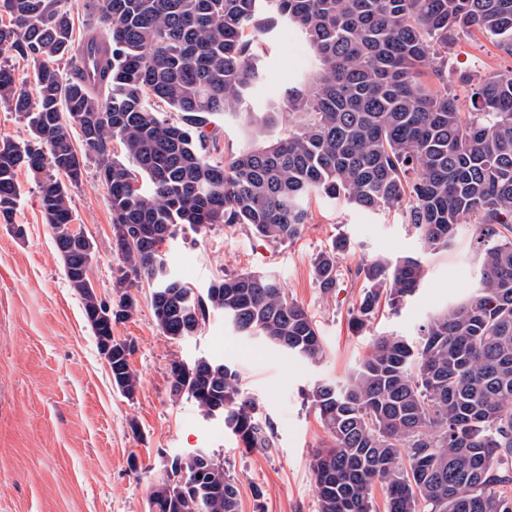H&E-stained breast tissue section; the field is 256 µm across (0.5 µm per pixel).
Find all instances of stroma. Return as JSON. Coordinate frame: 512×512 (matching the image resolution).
<instances>
[{
    "mask_svg": "<svg viewBox=\"0 0 512 512\" xmlns=\"http://www.w3.org/2000/svg\"><path fill=\"white\" fill-rule=\"evenodd\" d=\"M313 65L311 48L293 26L266 42L265 80L253 109L279 99ZM512 71V54L477 30L458 33L448 48V77ZM85 161L70 186L74 222L93 242L88 269L99 300L118 303L124 266L113 245L108 190L94 152L73 140ZM21 198L11 219L0 218V512H149L167 460L205 448L238 487V512H318L310 461L330 438L306 393L315 380H345L370 352L374 337L416 335L442 307L470 296L478 282L474 225L452 245L426 248L398 212L373 213L312 198L301 234L285 242L257 236L246 224H212L178 231L167 250L170 271L205 288L240 271L275 275L315 323L324 355L310 363L240 335L213 312L195 337L174 339L158 326L152 288H132L133 312L113 322L116 340L131 343L130 366L139 377L133 397L112 385L79 295L70 288L40 199L37 177L17 176ZM349 247L338 258L335 288H319L317 255L336 238ZM405 254L421 256L424 278L399 309L383 305L362 331L351 317L365 286L362 262ZM208 356L240 373L245 390L262 405L274 430L271 448L246 449L222 422L207 420L189 401L173 402V362Z\"/></svg>",
    "mask_w": 512,
    "mask_h": 512,
    "instance_id": "35a3bbf8",
    "label": "stroma"
}]
</instances>
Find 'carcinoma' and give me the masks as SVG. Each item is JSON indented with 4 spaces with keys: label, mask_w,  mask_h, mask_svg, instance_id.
I'll list each match as a JSON object with an SVG mask.
<instances>
[{
    "label": "carcinoma",
    "mask_w": 512,
    "mask_h": 512,
    "mask_svg": "<svg viewBox=\"0 0 512 512\" xmlns=\"http://www.w3.org/2000/svg\"><path fill=\"white\" fill-rule=\"evenodd\" d=\"M63 0H0L11 17L0 51L33 64L38 103L0 66V100L28 115L32 140L0 142V214L14 212L17 174L39 176L44 213L67 280L96 338L98 302L80 276L87 255L72 246L68 187L79 163L62 116L72 117L104 171L115 247L126 265L118 288L152 285L158 326L177 339L212 311L244 335L317 362V328L273 275L244 271L198 292L166 273V240L182 226L248 224L274 242L297 237L311 196L361 210L400 211L432 250L462 225H477L480 284L435 314L415 336L385 335L342 384L315 382L310 407L331 444L311 460L318 512H512V72L467 74L470 112L436 63L456 35L475 27L512 54V0H95L96 32L76 52ZM295 25L315 65L264 112L242 111L262 77L265 35ZM79 59L67 74L54 66ZM164 104L180 113L161 117ZM281 112L303 122L270 138ZM218 117L240 118L248 144L229 163L212 157ZM117 137L126 160L110 152ZM339 240L313 276L336 286ZM351 319L363 329L380 302L397 309L424 277L421 257L373 259ZM112 382L135 395L127 345L112 344ZM170 393L215 413L247 448H271L274 432L238 371L200 357L172 363ZM156 485L150 512H238L235 481L213 456L182 459ZM202 478H197V475Z\"/></svg>",
    "instance_id": "carcinoma-1"
}]
</instances>
